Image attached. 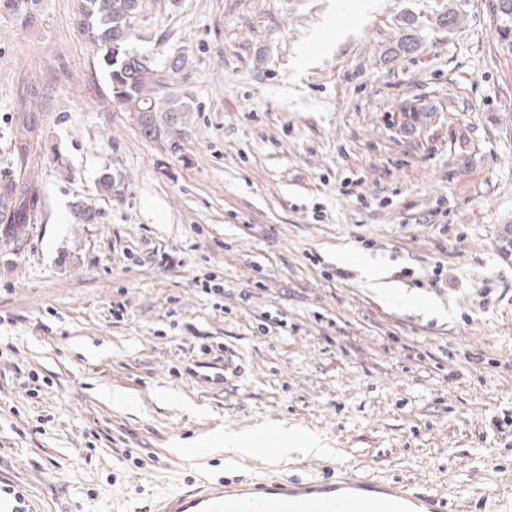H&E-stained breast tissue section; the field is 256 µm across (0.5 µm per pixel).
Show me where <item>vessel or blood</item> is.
<instances>
[{"instance_id": "obj_1", "label": "vessel or blood", "mask_w": 512, "mask_h": 512, "mask_svg": "<svg viewBox=\"0 0 512 512\" xmlns=\"http://www.w3.org/2000/svg\"><path fill=\"white\" fill-rule=\"evenodd\" d=\"M436 492L328 469L320 474L202 480L156 497L145 512H445Z\"/></svg>"}]
</instances>
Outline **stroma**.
<instances>
[{
    "mask_svg": "<svg viewBox=\"0 0 512 512\" xmlns=\"http://www.w3.org/2000/svg\"><path fill=\"white\" fill-rule=\"evenodd\" d=\"M492 3L144 0L135 46L189 57L177 152L112 101L76 0H40L27 28L1 14L0 170L14 113L36 112L21 175L42 206L0 252V485L37 512H141L201 476L339 463L437 491L446 512L512 499V430L493 425L512 413V51ZM409 32L420 52L390 58ZM441 263L453 287L430 285ZM276 313L289 331L259 335ZM259 427L291 431L276 461L225 440Z\"/></svg>",
    "mask_w": 512,
    "mask_h": 512,
    "instance_id": "35a3bbf8",
    "label": "stroma"
}]
</instances>
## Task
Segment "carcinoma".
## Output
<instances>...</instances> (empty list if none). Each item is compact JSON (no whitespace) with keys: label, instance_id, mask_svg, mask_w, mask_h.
Returning <instances> with one entry per match:
<instances>
[{"label":"carcinoma","instance_id":"carcinoma-1","mask_svg":"<svg viewBox=\"0 0 512 512\" xmlns=\"http://www.w3.org/2000/svg\"><path fill=\"white\" fill-rule=\"evenodd\" d=\"M39 0H0L5 12L23 24L34 21ZM495 11L506 23L499 27V38L512 48V0H496ZM79 27L99 54L107 74L112 100L136 119L145 139L179 148L180 131L189 113L196 110L190 95L177 90L176 78L188 67V56L174 53L159 59L131 47L136 25L142 20V0H79L76 12ZM419 40L407 34L390 47L389 55L412 54ZM14 126L20 129L15 140L14 162L29 161V144L38 130L39 118L32 111L17 112ZM39 192L34 186L11 174L0 177V207L11 211L10 221L0 220V247L17 249L27 239L39 209Z\"/></svg>","mask_w":512,"mask_h":512}]
</instances>
